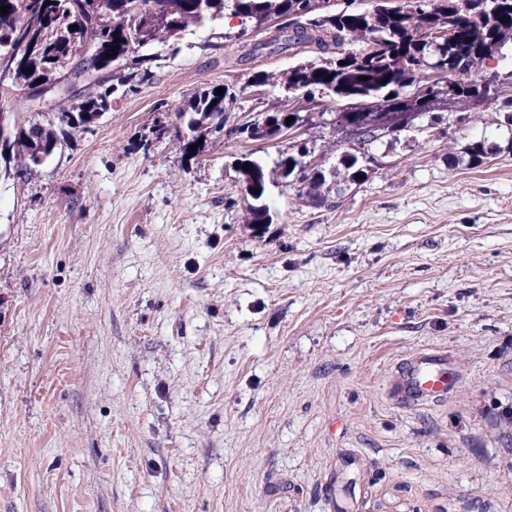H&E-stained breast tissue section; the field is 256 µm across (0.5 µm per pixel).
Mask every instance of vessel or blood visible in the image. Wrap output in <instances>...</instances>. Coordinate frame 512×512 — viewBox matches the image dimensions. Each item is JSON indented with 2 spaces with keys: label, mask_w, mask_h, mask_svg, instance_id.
<instances>
[{
  "label": "vessel or blood",
  "mask_w": 512,
  "mask_h": 512,
  "mask_svg": "<svg viewBox=\"0 0 512 512\" xmlns=\"http://www.w3.org/2000/svg\"><path fill=\"white\" fill-rule=\"evenodd\" d=\"M457 381L446 354L425 350L400 366V377L392 384L391 393L407 403L440 401Z\"/></svg>",
  "instance_id": "obj_1"
}]
</instances>
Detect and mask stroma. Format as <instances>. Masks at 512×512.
<instances>
[{"instance_id": "stroma-1", "label": "stroma", "mask_w": 512, "mask_h": 512, "mask_svg": "<svg viewBox=\"0 0 512 512\" xmlns=\"http://www.w3.org/2000/svg\"><path fill=\"white\" fill-rule=\"evenodd\" d=\"M210 39L148 47L150 82L0 181V512H512V129L454 104L464 123L373 143L347 185L325 101L318 191L277 175L285 138L190 161L158 113L233 84L243 124L286 100L250 75L298 61ZM245 156L274 223L247 221ZM426 348L456 385L394 402Z\"/></svg>"}]
</instances>
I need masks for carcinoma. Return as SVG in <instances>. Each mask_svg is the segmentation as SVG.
<instances>
[{
  "mask_svg": "<svg viewBox=\"0 0 512 512\" xmlns=\"http://www.w3.org/2000/svg\"><path fill=\"white\" fill-rule=\"evenodd\" d=\"M232 2L241 25L248 27L254 19L267 24L275 34L245 45L247 59L267 52L286 53L299 47H311L320 55L336 54L339 63L331 68L315 63L296 65L279 78L284 85L295 81L314 94L303 98L316 102L315 92L329 91L328 97L346 102L348 111L336 113V125L349 128L351 109L359 103L376 104L386 99L397 105L404 87L429 84H453L456 101L477 106L488 98L489 90L473 78L483 63L502 54L512 44V0H494L495 7L466 17L458 0H418L412 11L403 9L401 0H382L374 9L356 6V0H340L324 16L312 9L314 0H151V8L139 13L131 8L132 0H0V54L29 38L23 60L14 72L12 88L24 89L29 84L50 77L61 78L69 69L61 65L76 56L79 48L92 43L98 57L92 63L77 67L84 73L80 97H63L58 101V123L70 128L85 127L112 109V95L119 88L144 84L151 80L152 57L138 50L155 43H165L182 36L193 26H204L224 17L227 2ZM78 29L71 30L69 26ZM130 61L124 75L110 77L114 59ZM332 79L325 80V77ZM217 94V88L203 90L176 112L185 128L180 138L182 155L194 160L213 138L243 132L252 140H261L260 129L245 127L225 129L226 114L237 103L238 94L230 86ZM497 88L492 102L504 123L512 127V89L500 98ZM400 129L367 130L355 140L367 145L386 137H397ZM55 123L18 120L11 142V170L17 178L27 177L42 165L36 157L44 150V158L52 156L47 146H58ZM195 145L197 149L189 150ZM467 165L479 168L489 159L491 149L485 140L465 145ZM377 159L370 153L343 155V169L335 175L355 183ZM238 169L242 185H266L265 165L242 158ZM265 194L252 198L248 223H263Z\"/></svg>",
  "mask_w": 512,
  "mask_h": 512,
  "instance_id": "obj_1",
  "label": "carcinoma"
}]
</instances>
